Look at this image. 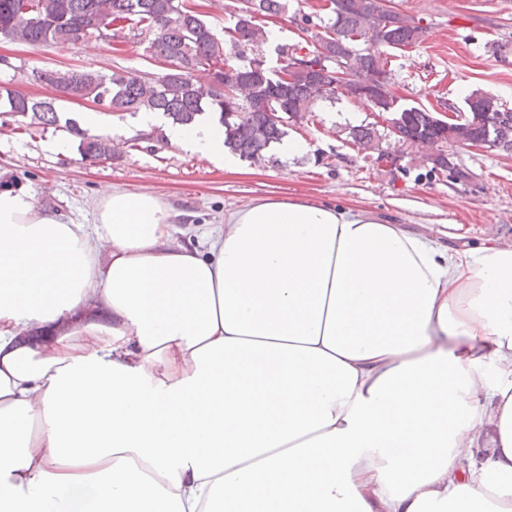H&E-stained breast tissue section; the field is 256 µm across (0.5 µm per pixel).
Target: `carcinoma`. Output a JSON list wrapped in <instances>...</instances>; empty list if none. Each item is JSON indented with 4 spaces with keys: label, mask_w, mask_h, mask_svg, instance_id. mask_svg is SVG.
Returning <instances> with one entry per match:
<instances>
[{
    "label": "carcinoma",
    "mask_w": 512,
    "mask_h": 512,
    "mask_svg": "<svg viewBox=\"0 0 512 512\" xmlns=\"http://www.w3.org/2000/svg\"><path fill=\"white\" fill-rule=\"evenodd\" d=\"M234 26L218 32L186 0H0V35L31 46L78 42L93 34L123 39L130 34L148 42V51L174 65L146 79L114 67L106 74L94 70H54L46 87L63 98L79 95L103 102L115 114L141 111L161 112L174 124L188 125L207 108L218 114L224 125V147L241 158L260 161L264 152L288 135L291 125L302 122L320 102H336V74L346 66L367 78L370 85L347 95L368 103L377 112H388L392 123L382 135L370 124L349 128L353 143L363 149L394 144L437 143L448 138V126L427 109L397 106L395 96L374 90L380 81L391 82L385 48H414L423 41L426 29L410 26L404 14L384 0H330L332 7L320 18L322 35L316 41L301 40L277 47L280 68L268 70L258 54L268 35L260 19L278 17L288 10V0H237ZM255 56L246 58V51ZM303 61L320 66L306 67L288 77V67ZM208 68L239 86L230 103L212 85L194 82L193 72ZM5 113L30 119L45 127L60 126L56 98L29 99L0 86ZM468 136L479 139L487 128L498 127L507 138L501 152H512V108L498 98L472 91L466 97ZM65 128L80 137L82 159L90 162L112 158L114 147L107 137H87L77 123Z\"/></svg>",
    "instance_id": "cac0c4a2"
}]
</instances>
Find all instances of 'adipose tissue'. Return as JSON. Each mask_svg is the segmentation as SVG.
<instances>
[{
	"mask_svg": "<svg viewBox=\"0 0 512 512\" xmlns=\"http://www.w3.org/2000/svg\"><path fill=\"white\" fill-rule=\"evenodd\" d=\"M167 137L238 169L208 115ZM93 213L0 187V512H512L511 246L291 197Z\"/></svg>",
	"mask_w": 512,
	"mask_h": 512,
	"instance_id": "adipose-tissue-1",
	"label": "adipose tissue"
}]
</instances>
